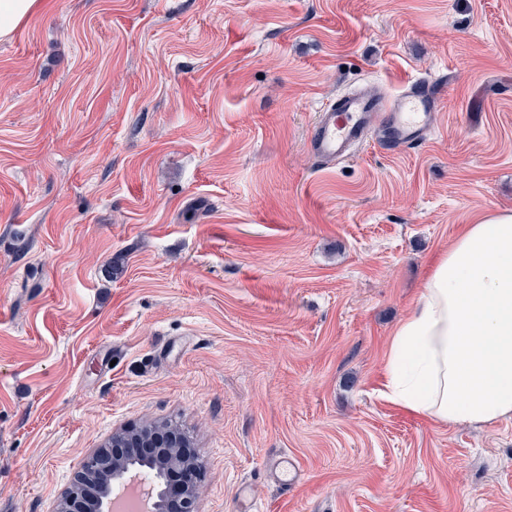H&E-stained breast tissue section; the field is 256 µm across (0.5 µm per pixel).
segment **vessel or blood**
Returning a JSON list of instances; mask_svg holds the SVG:
<instances>
[{
  "mask_svg": "<svg viewBox=\"0 0 512 512\" xmlns=\"http://www.w3.org/2000/svg\"><path fill=\"white\" fill-rule=\"evenodd\" d=\"M439 99V89L428 80L415 81L390 99L348 92L320 109L309 148L331 166L373 139L394 153L418 147L435 129Z\"/></svg>",
  "mask_w": 512,
  "mask_h": 512,
  "instance_id": "obj_1",
  "label": "vessel or blood"
}]
</instances>
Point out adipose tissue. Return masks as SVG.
<instances>
[{
	"mask_svg": "<svg viewBox=\"0 0 512 512\" xmlns=\"http://www.w3.org/2000/svg\"><path fill=\"white\" fill-rule=\"evenodd\" d=\"M385 396L440 423L512 418V210L463 225L392 332Z\"/></svg>",
	"mask_w": 512,
	"mask_h": 512,
	"instance_id": "1",
	"label": "adipose tissue"
}]
</instances>
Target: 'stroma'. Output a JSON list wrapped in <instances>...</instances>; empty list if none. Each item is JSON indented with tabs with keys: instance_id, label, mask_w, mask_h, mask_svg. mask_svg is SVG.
I'll return each mask as SVG.
<instances>
[{
	"instance_id": "stroma-1",
	"label": "stroma",
	"mask_w": 512,
	"mask_h": 512,
	"mask_svg": "<svg viewBox=\"0 0 512 512\" xmlns=\"http://www.w3.org/2000/svg\"><path fill=\"white\" fill-rule=\"evenodd\" d=\"M43 2L0 41V512L155 422L198 512H512V418L384 396L432 263L512 209V0ZM418 78L420 149L312 155L323 106Z\"/></svg>"
}]
</instances>
